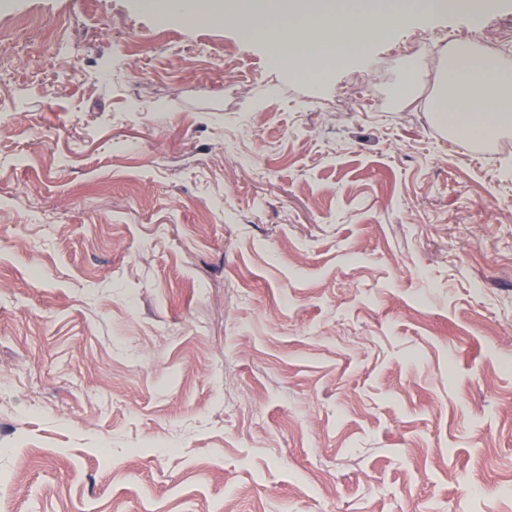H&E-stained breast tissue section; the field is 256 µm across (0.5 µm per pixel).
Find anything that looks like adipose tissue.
I'll return each instance as SVG.
<instances>
[{
	"instance_id": "1",
	"label": "adipose tissue",
	"mask_w": 512,
	"mask_h": 512,
	"mask_svg": "<svg viewBox=\"0 0 512 512\" xmlns=\"http://www.w3.org/2000/svg\"><path fill=\"white\" fill-rule=\"evenodd\" d=\"M160 19L231 25L257 37L269 56L325 79L334 63L362 61L373 43L419 14L466 11L482 0H154ZM432 101L451 136L488 140L512 130V62L465 45L444 47Z\"/></svg>"
}]
</instances>
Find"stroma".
Listing matches in <instances>:
<instances>
[{"label": "stroma", "mask_w": 512, "mask_h": 512, "mask_svg": "<svg viewBox=\"0 0 512 512\" xmlns=\"http://www.w3.org/2000/svg\"><path fill=\"white\" fill-rule=\"evenodd\" d=\"M0 33V512H512V155L428 66L512 0L322 84L134 0Z\"/></svg>", "instance_id": "stroma-1"}]
</instances>
